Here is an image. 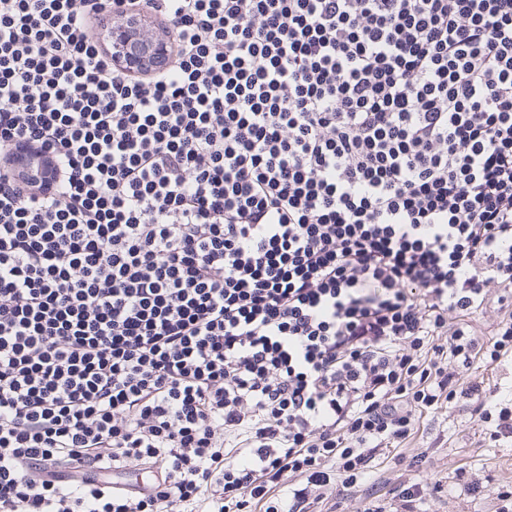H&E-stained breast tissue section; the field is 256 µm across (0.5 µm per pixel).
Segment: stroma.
<instances>
[{"label": "stroma", "instance_id": "stroma-1", "mask_svg": "<svg viewBox=\"0 0 512 512\" xmlns=\"http://www.w3.org/2000/svg\"><path fill=\"white\" fill-rule=\"evenodd\" d=\"M473 409L461 402L421 424L413 446L426 455L422 471L447 481L421 512H499V491L512 488V438L485 440Z\"/></svg>", "mask_w": 512, "mask_h": 512}]
</instances>
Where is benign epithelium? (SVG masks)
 Instances as JSON below:
<instances>
[{"mask_svg":"<svg viewBox=\"0 0 512 512\" xmlns=\"http://www.w3.org/2000/svg\"><path fill=\"white\" fill-rule=\"evenodd\" d=\"M106 48L121 70L132 74L164 65L169 57L168 39L149 35L146 20L131 11L107 23Z\"/></svg>","mask_w":512,"mask_h":512,"instance_id":"obj_1","label":"benign epithelium"}]
</instances>
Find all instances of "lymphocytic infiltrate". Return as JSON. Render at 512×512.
Listing matches in <instances>:
<instances>
[{"instance_id": "obj_1", "label": "lymphocytic infiltrate", "mask_w": 512, "mask_h": 512, "mask_svg": "<svg viewBox=\"0 0 512 512\" xmlns=\"http://www.w3.org/2000/svg\"><path fill=\"white\" fill-rule=\"evenodd\" d=\"M508 357L512 0H0V512H341ZM146 20L131 11L106 26V48L115 63L127 73H139L164 65L169 57V41L165 37L150 36Z\"/></svg>"}]
</instances>
